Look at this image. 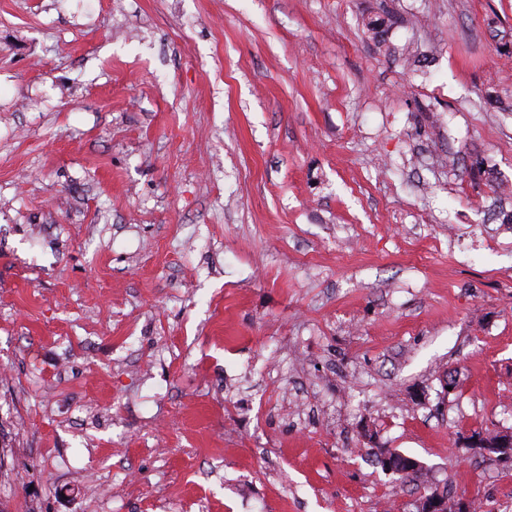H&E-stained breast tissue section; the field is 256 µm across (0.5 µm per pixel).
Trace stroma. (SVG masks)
Segmentation results:
<instances>
[{"label": "stroma", "mask_w": 512, "mask_h": 512, "mask_svg": "<svg viewBox=\"0 0 512 512\" xmlns=\"http://www.w3.org/2000/svg\"><path fill=\"white\" fill-rule=\"evenodd\" d=\"M510 183L512 0H0V512H512ZM505 430L486 432L485 435L477 433V435L481 436L471 438L470 444L473 448L479 449L489 460L495 462H512V444L510 439L492 440L487 437L497 438L500 435L504 437L508 435L512 436V428H506ZM508 430L511 432L509 433Z\"/></svg>", "instance_id": "35a3bbf8"}]
</instances>
